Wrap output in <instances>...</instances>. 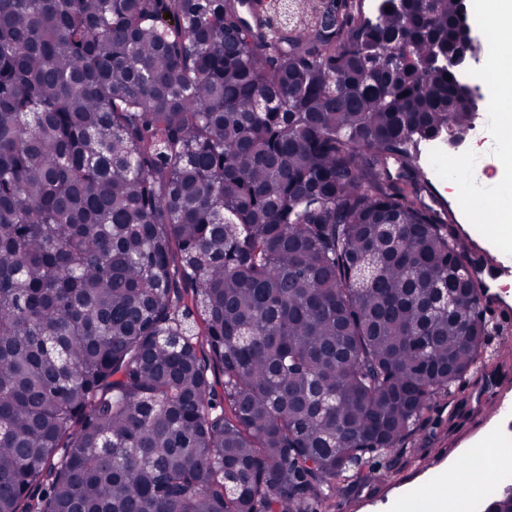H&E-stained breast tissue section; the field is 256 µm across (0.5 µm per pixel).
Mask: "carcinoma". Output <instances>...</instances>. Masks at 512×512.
Listing matches in <instances>:
<instances>
[{
    "label": "carcinoma",
    "mask_w": 512,
    "mask_h": 512,
    "mask_svg": "<svg viewBox=\"0 0 512 512\" xmlns=\"http://www.w3.org/2000/svg\"><path fill=\"white\" fill-rule=\"evenodd\" d=\"M379 2L0 0V512H334L497 365L461 3Z\"/></svg>",
    "instance_id": "1"
}]
</instances>
